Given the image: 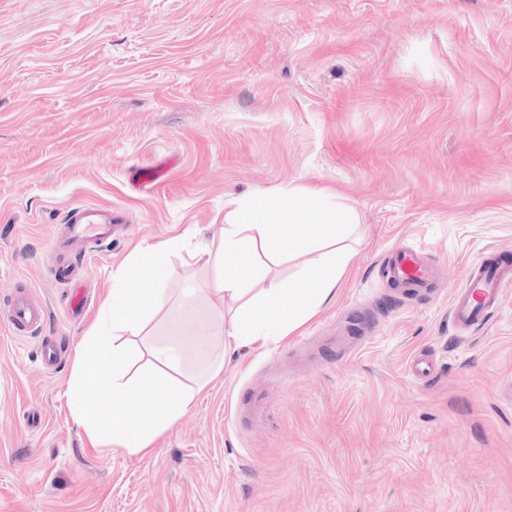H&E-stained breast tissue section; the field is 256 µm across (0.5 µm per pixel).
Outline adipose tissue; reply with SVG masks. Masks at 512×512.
<instances>
[{"mask_svg":"<svg viewBox=\"0 0 512 512\" xmlns=\"http://www.w3.org/2000/svg\"><path fill=\"white\" fill-rule=\"evenodd\" d=\"M357 230L354 211L325 189L289 190L278 209L256 203L237 209L224 226L221 252L212 254L207 246L198 251L199 257L213 256L222 269L220 292L238 303L219 333L225 349L277 344L319 314L336 296L354 256ZM173 249L170 243L148 246L113 273L105 316L77 346L70 378L72 414L93 447L146 453L188 411L209 374L224 368L223 361L213 359L208 375L182 383V354L174 340L149 346L145 365L134 364L135 339L165 300L158 283ZM305 253L311 261L289 278L270 280L259 289L244 281L245 269L254 268L258 259L276 263ZM146 280L155 281V288L144 289ZM159 388L167 390L166 399L152 398Z\"/></svg>","mask_w":512,"mask_h":512,"instance_id":"ef3b65f1","label":"adipose tissue"}]
</instances>
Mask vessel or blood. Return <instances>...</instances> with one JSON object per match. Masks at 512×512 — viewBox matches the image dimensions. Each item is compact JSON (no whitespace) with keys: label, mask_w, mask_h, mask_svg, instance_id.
I'll use <instances>...</instances> for the list:
<instances>
[{"label":"vessel or blood","mask_w":512,"mask_h":512,"mask_svg":"<svg viewBox=\"0 0 512 512\" xmlns=\"http://www.w3.org/2000/svg\"><path fill=\"white\" fill-rule=\"evenodd\" d=\"M116 224L117 218L111 208L72 204L63 222L55 225L49 248L83 253L85 245L99 246L109 241ZM384 273L392 281L410 282L417 288L427 287L431 278V270L420 253L409 248L396 251L387 262ZM510 289V267L489 265L469 273L450 299L453 322L460 328H478L488 314L499 309L505 292ZM44 319V308L24 291L11 296L6 308L0 310V322L19 339L38 335Z\"/></svg>","instance_id":"obj_1"}]
</instances>
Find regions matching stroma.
<instances>
[{
    "label": "stroma",
    "instance_id": "35a3bbf8",
    "mask_svg": "<svg viewBox=\"0 0 512 512\" xmlns=\"http://www.w3.org/2000/svg\"><path fill=\"white\" fill-rule=\"evenodd\" d=\"M298 186L357 213L335 300L275 349L228 355L147 455L92 447L70 374L113 272L181 242L146 331L180 321L191 383L230 307L198 244ZM74 203L126 230L76 258L71 321L47 243ZM403 247L430 288L385 278ZM497 259L512 263V0H0V304L27 288L48 311L37 336L0 324V512H512V291L479 328L448 314ZM423 354L437 369L412 379Z\"/></svg>",
    "mask_w": 512,
    "mask_h": 512
}]
</instances>
